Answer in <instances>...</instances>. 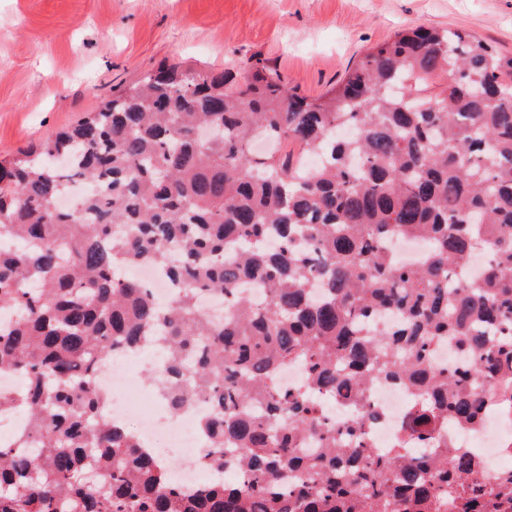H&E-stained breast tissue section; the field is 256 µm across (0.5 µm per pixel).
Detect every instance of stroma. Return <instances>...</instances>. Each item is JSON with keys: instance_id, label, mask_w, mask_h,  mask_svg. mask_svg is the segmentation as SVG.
Listing matches in <instances>:
<instances>
[{"instance_id": "1", "label": "stroma", "mask_w": 512, "mask_h": 512, "mask_svg": "<svg viewBox=\"0 0 512 512\" xmlns=\"http://www.w3.org/2000/svg\"><path fill=\"white\" fill-rule=\"evenodd\" d=\"M419 26L512 54V0H0V155L42 144L162 64L237 73L256 56L313 97Z\"/></svg>"}]
</instances>
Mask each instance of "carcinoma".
Listing matches in <instances>:
<instances>
[{
	"label": "carcinoma",
	"instance_id": "1",
	"mask_svg": "<svg viewBox=\"0 0 512 512\" xmlns=\"http://www.w3.org/2000/svg\"><path fill=\"white\" fill-rule=\"evenodd\" d=\"M245 69L162 65L0 160V372L24 382L0 391V417L27 415L0 443V512H512V470L487 482L469 448L409 451L441 426L478 430L512 369V56L414 28L317 97L260 58ZM432 76L447 83L427 94ZM77 183L93 193L59 209ZM396 236L423 241L421 264ZM130 264L165 270L166 307ZM444 339L467 366L430 364ZM151 347L172 410L212 404L205 463L235 461L239 480L184 490L106 417L95 370ZM294 364L303 383L280 385ZM380 381L411 394L384 452L367 443ZM325 397L353 408L344 428ZM392 248L403 263L413 264L420 259L424 245L418 240L400 237L393 240Z\"/></svg>",
	"mask_w": 512,
	"mask_h": 512
}]
</instances>
